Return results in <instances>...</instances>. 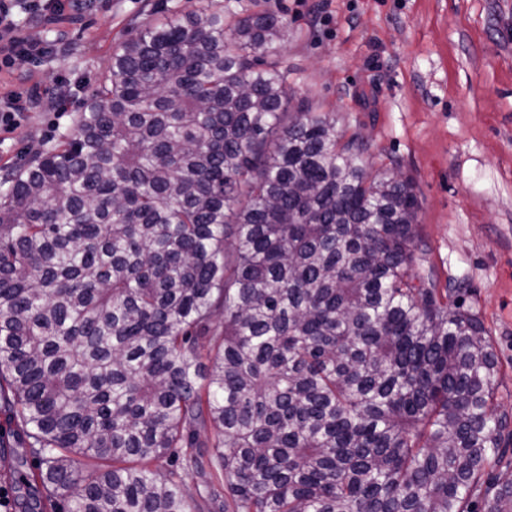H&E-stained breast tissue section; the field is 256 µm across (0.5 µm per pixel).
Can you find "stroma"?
I'll return each instance as SVG.
<instances>
[{"label": "stroma", "instance_id": "35a3bbf8", "mask_svg": "<svg viewBox=\"0 0 512 512\" xmlns=\"http://www.w3.org/2000/svg\"><path fill=\"white\" fill-rule=\"evenodd\" d=\"M195 0H97L59 26L63 50L0 72V91L61 76L92 91L113 45ZM288 24L296 94L359 134L372 170L412 179L424 252L415 272L459 289L490 328L498 401L512 408V0H259ZM81 105L40 109L0 145V175L74 132Z\"/></svg>", "mask_w": 512, "mask_h": 512}]
</instances>
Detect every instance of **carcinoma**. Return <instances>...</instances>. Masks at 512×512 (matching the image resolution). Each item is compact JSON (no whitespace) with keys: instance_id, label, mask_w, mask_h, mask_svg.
<instances>
[{"instance_id":"1","label":"carcinoma","mask_w":512,"mask_h":512,"mask_svg":"<svg viewBox=\"0 0 512 512\" xmlns=\"http://www.w3.org/2000/svg\"><path fill=\"white\" fill-rule=\"evenodd\" d=\"M287 39L241 0L157 17L3 177L24 512H512L492 334L414 273L412 181L295 95Z\"/></svg>"}]
</instances>
